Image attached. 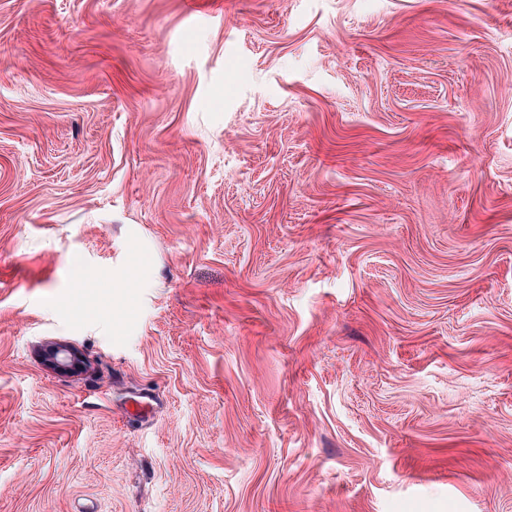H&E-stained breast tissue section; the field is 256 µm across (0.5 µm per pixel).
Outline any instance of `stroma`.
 Instances as JSON below:
<instances>
[{"instance_id": "stroma-1", "label": "stroma", "mask_w": 512, "mask_h": 512, "mask_svg": "<svg viewBox=\"0 0 512 512\" xmlns=\"http://www.w3.org/2000/svg\"><path fill=\"white\" fill-rule=\"evenodd\" d=\"M0 512H512V0H0Z\"/></svg>"}]
</instances>
